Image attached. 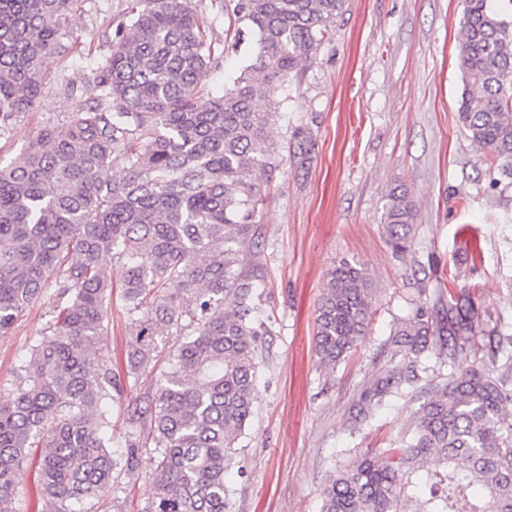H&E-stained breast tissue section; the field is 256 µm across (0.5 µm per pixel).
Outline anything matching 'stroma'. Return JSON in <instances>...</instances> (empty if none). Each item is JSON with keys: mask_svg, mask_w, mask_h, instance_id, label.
Wrapping results in <instances>:
<instances>
[{"mask_svg": "<svg viewBox=\"0 0 512 512\" xmlns=\"http://www.w3.org/2000/svg\"><path fill=\"white\" fill-rule=\"evenodd\" d=\"M127 0H79L68 53L44 62L46 88L33 109L0 135L9 162L45 124L84 105L85 88L110 52ZM461 0H344L336 33L297 76L273 80L279 112L272 134L311 133L306 164L287 159L264 187L258 245L243 253L259 269L267 331L258 341L259 396L227 472L229 512H320L329 480L358 451L388 447L413 418L419 399L388 403L359 431L350 406L383 364L384 345L401 318L439 285L469 289L477 307L501 320L512 350V186L492 171L486 153L459 119L464 89L457 58ZM404 186L414 204L406 254L383 234L390 190ZM477 229L472 248L460 225ZM363 265L376 290L371 324L333 373L314 353L315 310L328 274L341 259ZM52 313L41 300L0 337V392ZM128 317L112 300V324L99 356L125 366ZM152 379L126 383L112 405L113 448L142 431ZM155 455L144 449L134 477L119 476L123 512H138L153 494Z\"/></svg>", "mask_w": 512, "mask_h": 512, "instance_id": "35a3bbf8", "label": "stroma"}]
</instances>
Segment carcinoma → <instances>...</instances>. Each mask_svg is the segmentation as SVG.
<instances>
[{
	"label": "carcinoma",
	"mask_w": 512,
	"mask_h": 512,
	"mask_svg": "<svg viewBox=\"0 0 512 512\" xmlns=\"http://www.w3.org/2000/svg\"><path fill=\"white\" fill-rule=\"evenodd\" d=\"M462 0L459 119L501 174L512 178V0ZM77 0H0V133L44 91L42 59L66 53ZM343 0H226L224 46L249 39L255 59L224 93L206 77L218 59L193 0H127L126 23L88 88L85 106L48 123L0 164V337L32 304L54 316L29 347L17 383L0 398V512H17L19 478L34 448L41 512H112L114 475L157 454L155 493L141 512H228V466L258 399L256 274L241 246L257 235L262 183L284 160L305 161L310 135L280 146L277 113L257 108L273 78L299 74L333 32ZM128 165L117 180L112 167ZM414 224L394 191L383 226L397 253ZM110 253L120 284L102 267ZM120 290L130 320L126 369L97 356ZM375 289L341 260L318 302L314 351L332 372L366 334ZM501 374H438L413 421L378 455L359 453L322 492L321 512H512V354L469 290H438L390 334L391 367L351 407L372 420L418 381L421 355L445 364L474 349ZM177 337L156 379L150 431L112 450V400L125 379L154 374L158 339Z\"/></svg>",
	"instance_id": "cac0c4a2"
}]
</instances>
